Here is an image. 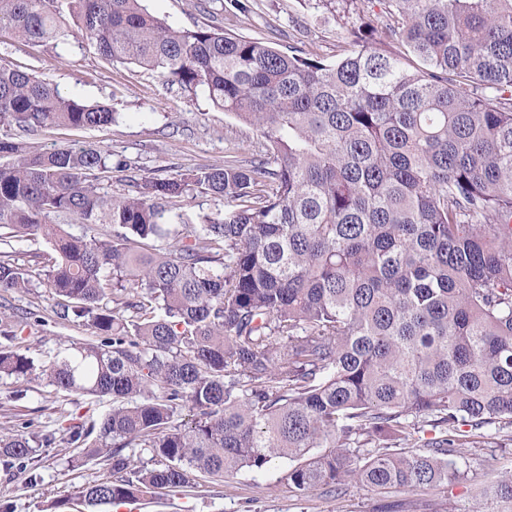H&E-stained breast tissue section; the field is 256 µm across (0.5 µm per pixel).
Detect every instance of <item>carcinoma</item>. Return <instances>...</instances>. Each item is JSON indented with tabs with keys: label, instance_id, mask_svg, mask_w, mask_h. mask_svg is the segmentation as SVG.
I'll list each match as a JSON object with an SVG mask.
<instances>
[{
	"label": "carcinoma",
	"instance_id": "obj_1",
	"mask_svg": "<svg viewBox=\"0 0 512 512\" xmlns=\"http://www.w3.org/2000/svg\"><path fill=\"white\" fill-rule=\"evenodd\" d=\"M385 37L412 62L369 47L325 64L216 25L174 28L144 0H0V33L82 38L249 125L266 152L244 165L170 178L102 179L132 164L92 147L28 155L0 137V242L42 238L59 315L86 317L97 344L42 368L49 385L112 398L95 440L112 478L84 484L90 507L195 487L200 477L295 462L288 484L336 493L436 489L457 477L467 437L512 429V0H385ZM23 133L99 129L86 104L0 67V123ZM224 218L169 224L192 192ZM110 224L69 234L52 217ZM0 252V292L29 288ZM33 361L0 350V375ZM192 412L188 424L177 411ZM432 427L427 452L401 447ZM24 430L0 462L36 469ZM373 451L355 462L359 449ZM128 448L158 465L131 467Z\"/></svg>",
	"mask_w": 512,
	"mask_h": 512
}]
</instances>
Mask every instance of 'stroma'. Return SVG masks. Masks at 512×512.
Returning a JSON list of instances; mask_svg holds the SVG:
<instances>
[{"mask_svg":"<svg viewBox=\"0 0 512 512\" xmlns=\"http://www.w3.org/2000/svg\"><path fill=\"white\" fill-rule=\"evenodd\" d=\"M207 0H145L149 11L175 27L215 24L225 32L258 39L287 54L329 63L352 47L354 30L383 27L379 0H222L209 15ZM0 65L20 67L89 104H105L118 120L104 129H46L20 136L29 154L67 145L92 143L116 158L132 161L141 177H167L205 166L223 165L233 156L251 160L264 144L256 131L215 108L202 92L168 84L157 74L130 63L102 58L77 35L53 48L21 39L0 42ZM223 199L194 194L181 202L178 228H198L205 218L224 215ZM12 261L29 271L32 285L5 295L6 314L16 337H0V349L24 353L43 366L71 345L95 342L87 319L59 318L42 284L43 262L51 248L43 239L13 242ZM112 408L109 398L55 389L38 375L0 378V436L15 434L30 420L35 430L55 435L39 446L37 470L0 466V506L7 512H512L495 493L512 477V440L492 433L460 448L454 458L459 478L440 490H400L379 495L351 483L341 495L316 490L305 494L289 486L290 463L272 461L261 470L244 469L221 480L206 479L188 493H163L150 500L88 508L78 486L106 479L104 459L83 457L61 436L73 425H90Z\"/></svg>","mask_w":512,"mask_h":512,"instance_id":"obj_1","label":"stroma"}]
</instances>
